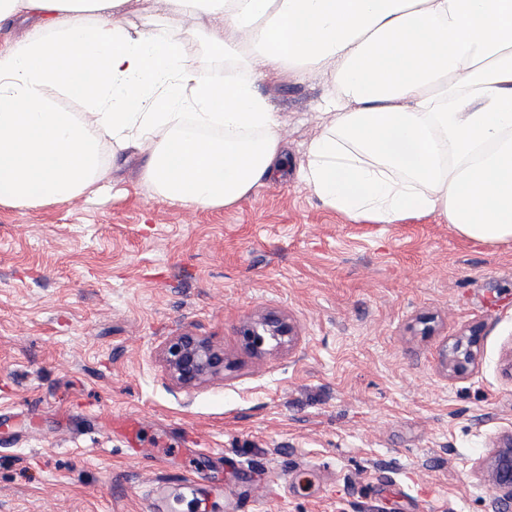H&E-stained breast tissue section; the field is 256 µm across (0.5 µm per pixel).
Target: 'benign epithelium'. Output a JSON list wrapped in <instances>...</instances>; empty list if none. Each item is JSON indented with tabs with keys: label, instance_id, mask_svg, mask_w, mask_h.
Segmentation results:
<instances>
[{
	"label": "benign epithelium",
	"instance_id": "benign-epithelium-1",
	"mask_svg": "<svg viewBox=\"0 0 512 512\" xmlns=\"http://www.w3.org/2000/svg\"><path fill=\"white\" fill-rule=\"evenodd\" d=\"M299 335L288 316L276 311H262L243 327L244 349L260 359L268 346L294 349ZM162 356L172 384L179 389L195 386L224 377L230 360L224 348L212 344L188 329L178 332L165 342ZM473 341L459 339L443 354L448 372L461 375L474 364ZM485 477L495 490H505L512 497V432L503 438L499 447L482 463Z\"/></svg>",
	"mask_w": 512,
	"mask_h": 512
}]
</instances>
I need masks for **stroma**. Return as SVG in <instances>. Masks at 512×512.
I'll use <instances>...</instances> for the list:
<instances>
[{
	"mask_svg": "<svg viewBox=\"0 0 512 512\" xmlns=\"http://www.w3.org/2000/svg\"><path fill=\"white\" fill-rule=\"evenodd\" d=\"M288 168L247 199L197 209L156 195L143 153L101 194L0 204V512H197L223 488L252 512H491L480 462L512 429V243L442 216L354 222L298 178L329 121L324 77L256 82ZM280 311L299 344L255 362L243 325ZM238 359L224 380L173 389L163 342L182 329ZM478 334L454 377L441 355Z\"/></svg>",
	"mask_w": 512,
	"mask_h": 512,
	"instance_id": "35a3bbf8",
	"label": "stroma"
}]
</instances>
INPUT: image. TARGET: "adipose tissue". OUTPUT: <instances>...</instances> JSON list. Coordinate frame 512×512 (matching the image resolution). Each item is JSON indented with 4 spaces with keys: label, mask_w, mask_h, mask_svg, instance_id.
I'll return each instance as SVG.
<instances>
[{
    "label": "adipose tissue",
    "mask_w": 512,
    "mask_h": 512,
    "mask_svg": "<svg viewBox=\"0 0 512 512\" xmlns=\"http://www.w3.org/2000/svg\"><path fill=\"white\" fill-rule=\"evenodd\" d=\"M131 11L143 31L119 23ZM192 14L215 28L171 35ZM17 20L27 37L0 41V204L94 194L105 135L146 152L145 181L172 203L246 199L287 161L260 60L330 80L332 119L300 169L325 206L512 241V0H0V23Z\"/></svg>",
    "instance_id": "adipose-tissue-1"
}]
</instances>
